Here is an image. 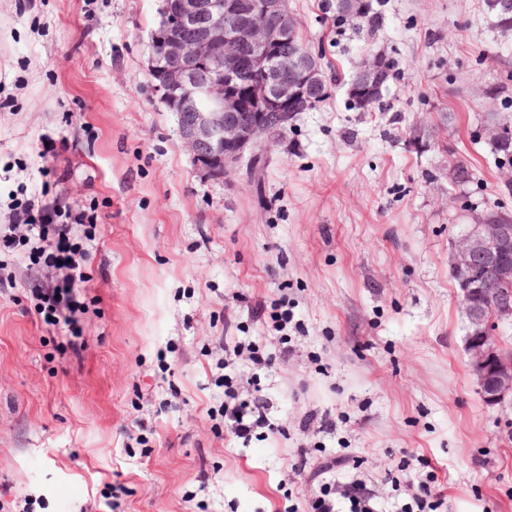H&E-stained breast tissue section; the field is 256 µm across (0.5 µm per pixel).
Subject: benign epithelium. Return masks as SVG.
<instances>
[{
	"label": "benign epithelium",
	"mask_w": 512,
	"mask_h": 512,
	"mask_svg": "<svg viewBox=\"0 0 512 512\" xmlns=\"http://www.w3.org/2000/svg\"><path fill=\"white\" fill-rule=\"evenodd\" d=\"M151 33L149 74L167 109L178 116L184 146L202 175L222 180L244 158L269 146L266 121L281 127L311 106L317 61L290 51L298 23L287 0H162ZM264 88L266 111L240 113L241 86ZM456 295L469 324L467 350L483 399L492 405L512 395V361L495 336L512 321V217L486 223L478 216L455 244ZM492 274L506 286L496 305L481 302Z\"/></svg>",
	"instance_id": "7a95c632"
}]
</instances>
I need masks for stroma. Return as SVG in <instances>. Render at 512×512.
Returning <instances> with one entry per match:
<instances>
[{
	"instance_id": "obj_1",
	"label": "stroma",
	"mask_w": 512,
	"mask_h": 512,
	"mask_svg": "<svg viewBox=\"0 0 512 512\" xmlns=\"http://www.w3.org/2000/svg\"><path fill=\"white\" fill-rule=\"evenodd\" d=\"M374 5L370 36L336 25V0H288L330 95L257 185L245 161L206 180L185 150L148 72L159 0H0V225L44 192L97 217L79 335L0 253V512H304L293 464L336 453L379 512L430 472L438 512H512V400L477 390L451 270L472 214L512 210L480 135L512 123V32L485 0ZM371 52L394 70L360 112L346 85ZM459 159L474 177L455 186ZM271 303L295 322L286 360ZM222 337L271 360L268 438L224 425Z\"/></svg>"
}]
</instances>
